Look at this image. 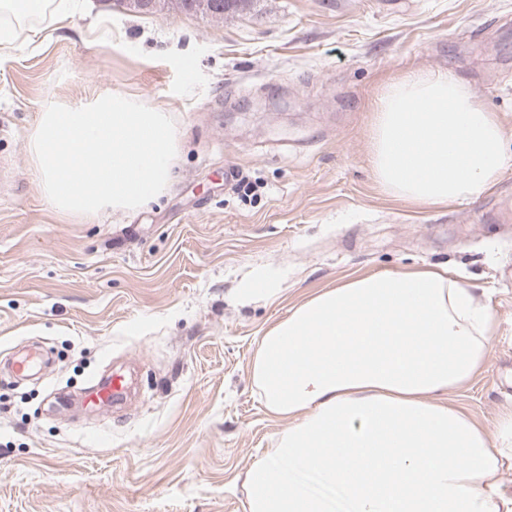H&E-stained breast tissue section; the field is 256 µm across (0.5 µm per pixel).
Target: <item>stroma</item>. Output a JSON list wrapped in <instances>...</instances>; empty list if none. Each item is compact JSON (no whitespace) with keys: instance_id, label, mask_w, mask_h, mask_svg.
Listing matches in <instances>:
<instances>
[{"instance_id":"35a3bbf8","label":"stroma","mask_w":512,"mask_h":512,"mask_svg":"<svg viewBox=\"0 0 512 512\" xmlns=\"http://www.w3.org/2000/svg\"><path fill=\"white\" fill-rule=\"evenodd\" d=\"M502 23L512 0H252L218 21L81 0L0 49V512H245L242 474L283 428L258 339L356 272L441 264L491 292L500 326L456 402L493 427L512 406V159L482 196L419 206L377 185L370 144L377 96L411 72L465 81L512 128ZM105 89L173 120L175 179L85 224L51 209L27 143L49 102ZM258 278L270 295L236 303ZM109 366L137 372L122 411L55 406Z\"/></svg>"}]
</instances>
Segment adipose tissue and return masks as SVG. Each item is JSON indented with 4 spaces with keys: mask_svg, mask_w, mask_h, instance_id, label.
<instances>
[{
    "mask_svg": "<svg viewBox=\"0 0 512 512\" xmlns=\"http://www.w3.org/2000/svg\"><path fill=\"white\" fill-rule=\"evenodd\" d=\"M59 0H0L16 21H61ZM512 132L445 73L411 74L375 105L372 165L387 193L421 206L476 198L498 180ZM498 321L447 267L354 273L313 292L260 337L251 363L266 410L286 420L245 472L247 512H512V409L495 433L451 403L486 363ZM316 479L323 493L308 489Z\"/></svg>",
    "mask_w": 512,
    "mask_h": 512,
    "instance_id": "obj_1",
    "label": "adipose tissue"
}]
</instances>
